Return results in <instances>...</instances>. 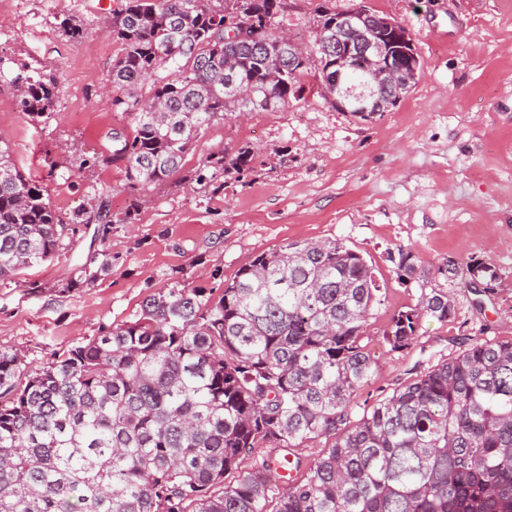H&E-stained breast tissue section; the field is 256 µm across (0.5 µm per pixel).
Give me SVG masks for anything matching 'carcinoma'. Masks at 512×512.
<instances>
[{"instance_id": "carcinoma-1", "label": "carcinoma", "mask_w": 512, "mask_h": 512, "mask_svg": "<svg viewBox=\"0 0 512 512\" xmlns=\"http://www.w3.org/2000/svg\"><path fill=\"white\" fill-rule=\"evenodd\" d=\"M283 0H122L112 10V106L131 116L105 161L131 189L163 182L209 124L245 106L272 111L301 97L309 60L288 53L275 19ZM338 12L320 11L324 87L336 82ZM242 26L267 29L240 40ZM153 79L150 97L141 85ZM21 111L53 110L54 79L17 72ZM253 89L254 100L235 95ZM342 93L385 101L395 86L355 71ZM252 155L211 161L241 177ZM47 187L0 146V281L55 257L77 224ZM398 279L420 283L383 336L394 349L421 320L454 304L429 286L418 257L390 255ZM470 287H494L491 263L466 265ZM382 288L340 239L293 241L255 256L212 301L197 288L146 297L139 317L29 370L0 348V512H512V342L476 341L431 366L358 422L354 393L374 363L362 345ZM326 440L307 477L272 483L288 455L239 472L253 448ZM238 473L235 482L226 477Z\"/></svg>"}]
</instances>
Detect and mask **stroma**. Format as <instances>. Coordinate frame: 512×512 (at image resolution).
<instances>
[{"label": "stroma", "mask_w": 512, "mask_h": 512, "mask_svg": "<svg viewBox=\"0 0 512 512\" xmlns=\"http://www.w3.org/2000/svg\"><path fill=\"white\" fill-rule=\"evenodd\" d=\"M99 3L18 0L0 13V57L50 75L57 91L53 111L33 118L0 79V140L63 218L87 201L108 212L65 238L54 259L0 282V347L40 368L134 321L148 295L189 287L215 300L256 255L333 238L362 253L384 297L365 340L374 373L352 420L474 340L512 341V0H286L279 28L307 44L324 8L360 3L398 22L420 56V80L396 107L361 120L308 78L301 99L215 121L179 172L134 190L115 166L87 163L130 123L107 90L120 45L100 33ZM66 17L85 36H68ZM243 147L253 161L242 180L213 174L212 158ZM400 246L426 272L477 258L498 279L480 294L456 277L448 322L423 319L417 342L399 351L383 330L420 294L388 258Z\"/></svg>", "instance_id": "stroma-1"}]
</instances>
